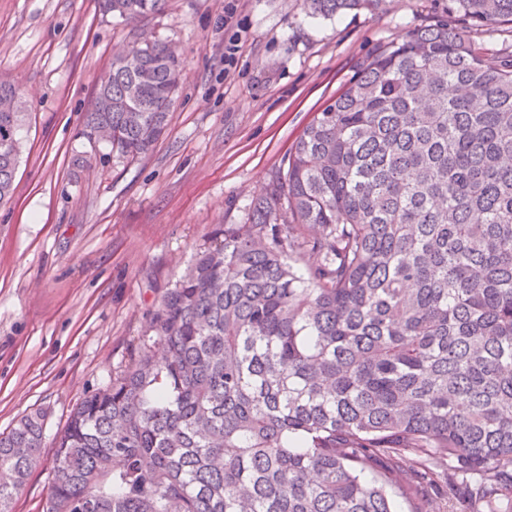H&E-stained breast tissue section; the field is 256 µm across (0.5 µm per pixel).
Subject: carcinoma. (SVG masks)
<instances>
[{
  "instance_id": "cac0c4a2",
  "label": "carcinoma",
  "mask_w": 512,
  "mask_h": 512,
  "mask_svg": "<svg viewBox=\"0 0 512 512\" xmlns=\"http://www.w3.org/2000/svg\"><path fill=\"white\" fill-rule=\"evenodd\" d=\"M360 0H306L330 17ZM136 20L165 0H100ZM478 27L512 0H449ZM184 63L112 56L84 136L147 153ZM0 112V141L21 129ZM21 148L0 151V203ZM152 342L72 411L44 512H512V57L455 23L377 49L152 312ZM45 415L0 435V512Z\"/></svg>"
}]
</instances>
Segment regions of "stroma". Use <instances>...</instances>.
<instances>
[{
	"instance_id": "stroma-1",
	"label": "stroma",
	"mask_w": 512,
	"mask_h": 512,
	"mask_svg": "<svg viewBox=\"0 0 512 512\" xmlns=\"http://www.w3.org/2000/svg\"><path fill=\"white\" fill-rule=\"evenodd\" d=\"M167 0L124 22L97 0H0V79L24 102L0 205V433L45 415L44 447L10 512H43L54 439L151 334V314L215 228L241 224L270 174L373 49L448 15V0H380L313 18L304 0ZM238 50L225 64L230 36ZM172 43L186 70L166 135L133 160L82 137L116 48Z\"/></svg>"
}]
</instances>
